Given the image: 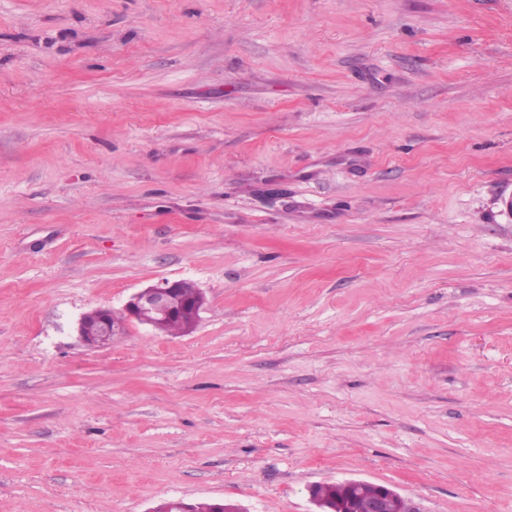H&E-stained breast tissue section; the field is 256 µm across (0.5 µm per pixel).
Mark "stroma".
<instances>
[{
    "label": "stroma",
    "mask_w": 512,
    "mask_h": 512,
    "mask_svg": "<svg viewBox=\"0 0 512 512\" xmlns=\"http://www.w3.org/2000/svg\"><path fill=\"white\" fill-rule=\"evenodd\" d=\"M510 197L512 0H0V512H512ZM179 288H183L182 280H164L134 292L125 304L126 317L159 332H163L162 328L168 321L181 318L187 324L186 333H191L205 307L206 298L195 285L193 288H183L185 293H192L196 288L188 297L182 296ZM165 331L170 335L183 334V323L179 320L170 321L166 324ZM110 310L99 307L91 313L81 316L78 322L77 332L82 341L90 347L101 348L112 344L115 336H121L125 333L126 323L122 317L113 316L117 319H109ZM336 484L341 485L344 490L337 497L340 489ZM336 484L328 483L317 487V496L321 500L333 501L336 498L330 505H321L314 496L315 486L310 489L312 502L319 509L324 506L330 509L317 512H416L405 497L389 486L354 479L336 481ZM370 486L377 489L372 492L369 490ZM384 508H389L390 511H384Z\"/></svg>",
    "instance_id": "35a3bbf8"
}]
</instances>
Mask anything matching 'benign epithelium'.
<instances>
[{
  "instance_id": "obj_1",
  "label": "benign epithelium",
  "mask_w": 512,
  "mask_h": 512,
  "mask_svg": "<svg viewBox=\"0 0 512 512\" xmlns=\"http://www.w3.org/2000/svg\"><path fill=\"white\" fill-rule=\"evenodd\" d=\"M182 281L164 280L157 285L143 288L130 295L125 304L126 317L162 331L165 324L180 318L187 324V332H192L205 307L204 293L197 289L188 297L180 294ZM110 310L99 307L81 316L77 332L82 341L90 347L101 348L112 344L116 336L125 333L123 320L109 319ZM343 494L328 505V512H415L411 503L395 489L385 485H375L363 480H342Z\"/></svg>"
}]
</instances>
